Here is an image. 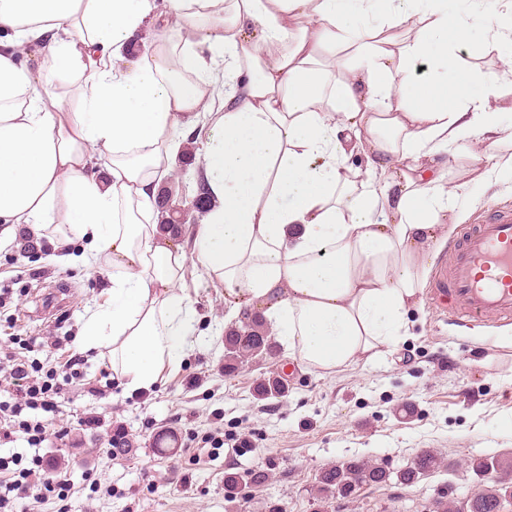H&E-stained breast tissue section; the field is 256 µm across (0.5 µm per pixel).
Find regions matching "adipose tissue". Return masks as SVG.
<instances>
[{
    "instance_id": "adipose-tissue-1",
    "label": "adipose tissue",
    "mask_w": 512,
    "mask_h": 512,
    "mask_svg": "<svg viewBox=\"0 0 512 512\" xmlns=\"http://www.w3.org/2000/svg\"><path fill=\"white\" fill-rule=\"evenodd\" d=\"M0 0V232L64 224L112 271L83 325L126 389L196 341L177 289L187 253L158 207L197 127L192 234L225 320L261 315L289 357L333 374L408 331L428 256L475 179L512 170L497 79L459 69L471 22L512 72L499 0ZM479 85L452 96L449 77ZM449 164L451 167V178L454 183L468 181L470 172L476 166L473 154H469L463 146L457 148L449 156Z\"/></svg>"
}]
</instances>
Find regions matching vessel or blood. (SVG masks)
<instances>
[{"mask_svg":"<svg viewBox=\"0 0 512 512\" xmlns=\"http://www.w3.org/2000/svg\"><path fill=\"white\" fill-rule=\"evenodd\" d=\"M462 328L512 318V209L488 211L448 245L428 292Z\"/></svg>","mask_w":512,"mask_h":512,"instance_id":"vessel-or-blood-1","label":"vessel or blood"}]
</instances>
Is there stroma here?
Returning a JSON list of instances; mask_svg holds the SVG:
<instances>
[{"label":"stroma","instance_id":"35a3bbf8","mask_svg":"<svg viewBox=\"0 0 512 512\" xmlns=\"http://www.w3.org/2000/svg\"><path fill=\"white\" fill-rule=\"evenodd\" d=\"M449 164L454 182H468L474 213L512 205V172L496 185L471 182L475 160L462 147ZM61 231L21 227L0 241V288L11 291L0 305V346L16 336L62 337L56 348L23 349L41 373L62 369L75 353L85 360L53 422L66 428L65 438L38 449L19 432L0 440V457L26 467L47 454L68 479L64 497L45 493L31 512H227L228 472L240 476L242 512L271 504L283 512H435L439 490H449L455 507L482 487L472 458L512 460V346L505 342L512 321L465 329L422 300L407 336L374 362L323 374L280 346L228 376L224 287L189 258L178 283L196 311L199 341L156 386L128 392L108 353L81 348L83 323L107 300L110 283L82 265L86 241H75L69 263L57 262ZM272 374L286 376L287 395L256 400L254 387ZM96 417L125 429L127 450L112 452L103 429L88 424ZM425 449L441 465L415 485L364 486L337 499L317 492L325 467L360 457L395 472ZM259 470L270 478L256 486L250 474Z\"/></svg>","mask_w":512,"mask_h":512}]
</instances>
